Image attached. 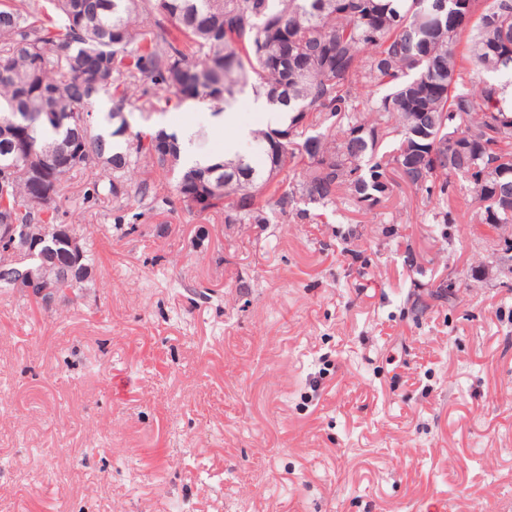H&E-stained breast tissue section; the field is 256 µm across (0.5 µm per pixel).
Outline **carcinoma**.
<instances>
[{"label":"carcinoma","mask_w":512,"mask_h":512,"mask_svg":"<svg viewBox=\"0 0 512 512\" xmlns=\"http://www.w3.org/2000/svg\"><path fill=\"white\" fill-rule=\"evenodd\" d=\"M512 0H0V224L45 237L0 245V289L31 277L62 297L95 284L93 239L57 226L66 176L93 163L83 199L169 210L153 173L175 177L190 213L226 224L371 212L405 185L435 202L472 194L479 221L512 227ZM250 89L280 123L251 132L266 157L187 167L175 134L127 132L129 103L151 112L196 100L230 109ZM107 95L106 135L90 116ZM124 137L123 143L112 141ZM294 169L285 172V165Z\"/></svg>","instance_id":"cac0c4a2"}]
</instances>
